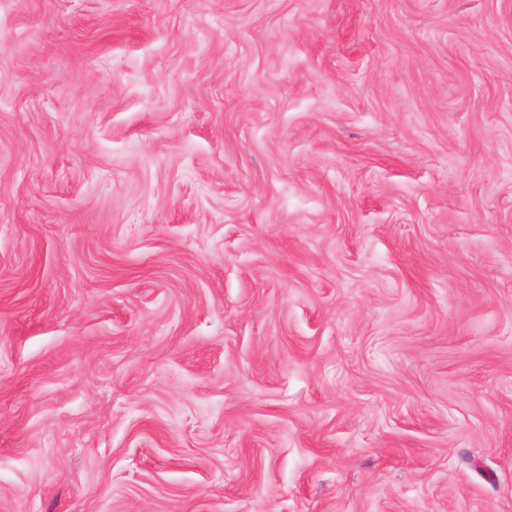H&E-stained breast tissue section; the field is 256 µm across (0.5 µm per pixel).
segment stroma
Wrapping results in <instances>:
<instances>
[{
	"instance_id": "stroma-1",
	"label": "stroma",
	"mask_w": 512,
	"mask_h": 512,
	"mask_svg": "<svg viewBox=\"0 0 512 512\" xmlns=\"http://www.w3.org/2000/svg\"><path fill=\"white\" fill-rule=\"evenodd\" d=\"M0 512H512V0H0Z\"/></svg>"
}]
</instances>
